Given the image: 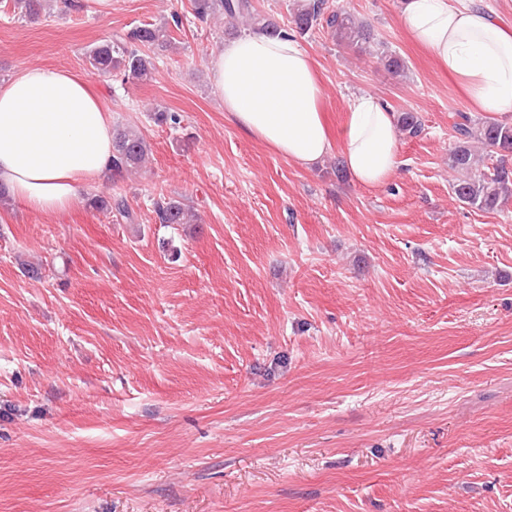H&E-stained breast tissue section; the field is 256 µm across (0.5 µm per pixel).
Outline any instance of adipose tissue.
Returning a JSON list of instances; mask_svg holds the SVG:
<instances>
[{"mask_svg":"<svg viewBox=\"0 0 512 512\" xmlns=\"http://www.w3.org/2000/svg\"><path fill=\"white\" fill-rule=\"evenodd\" d=\"M407 37L429 51L478 111L512 109V31L475 0H399ZM209 71L225 112L243 133L289 163L314 170L340 157L352 179L384 185L398 168L397 115L370 92L347 101L331 129L323 87L293 34L261 30L225 43ZM112 108L88 76L30 66L0 81V185L28 209L69 212L80 190L114 174Z\"/></svg>","mask_w":512,"mask_h":512,"instance_id":"obj_1","label":"adipose tissue"}]
</instances>
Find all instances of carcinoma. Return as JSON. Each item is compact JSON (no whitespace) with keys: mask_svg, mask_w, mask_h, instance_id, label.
Segmentation results:
<instances>
[{"mask_svg":"<svg viewBox=\"0 0 512 512\" xmlns=\"http://www.w3.org/2000/svg\"><path fill=\"white\" fill-rule=\"evenodd\" d=\"M43 0H12L13 12L24 18L39 17ZM325 0H297L292 15L295 31L306 35L324 24L330 29L332 38L340 44L358 49L369 47L374 37L365 25L357 22L347 11L336 10L325 13ZM193 11L200 19L217 14L233 19L242 18L251 25H260L272 35L280 27L272 20L255 12L252 0H193ZM170 30L160 24H143L131 29L121 41L104 40L90 47L85 57L90 69L103 77L119 74L125 81L140 82L152 78L155 64L150 51L163 50L171 45ZM397 127L410 137L421 133L422 122L412 112H402L397 117ZM457 143L448 157L451 169L463 173V178L454 185L457 199L465 205L481 211H494L512 197V122L496 119L475 121L462 113L453 123ZM473 141L480 142L484 149L498 155L496 164L488 166L485 159L475 156L470 148ZM115 168L122 173L139 167L145 160L148 144L137 130L126 127L115 130ZM89 205L96 209H114L125 218L131 213L121 198L108 200L94 196ZM157 214L162 224L191 223L190 208L179 200L170 199L157 205Z\"/></svg>","mask_w":512,"mask_h":512,"instance_id":"obj_1","label":"carcinoma"}]
</instances>
